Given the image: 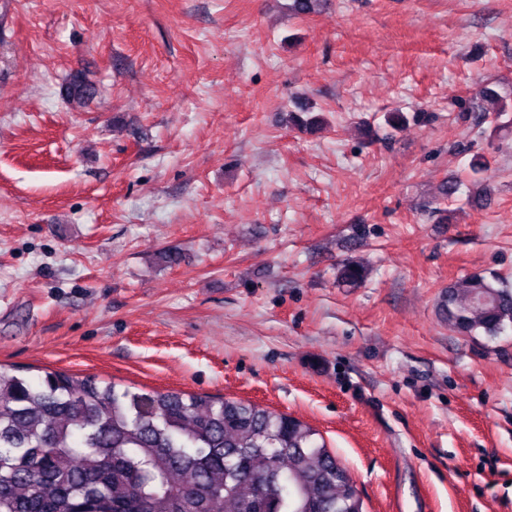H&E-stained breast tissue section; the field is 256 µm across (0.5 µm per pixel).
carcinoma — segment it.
<instances>
[{
	"label": "carcinoma",
	"instance_id": "1",
	"mask_svg": "<svg viewBox=\"0 0 512 512\" xmlns=\"http://www.w3.org/2000/svg\"><path fill=\"white\" fill-rule=\"evenodd\" d=\"M479 96L492 123L512 112L490 85ZM362 279L342 266L344 285ZM446 308L456 331L496 336L512 325V289L467 275ZM316 435L250 401L0 364V512H363Z\"/></svg>",
	"mask_w": 512,
	"mask_h": 512
}]
</instances>
